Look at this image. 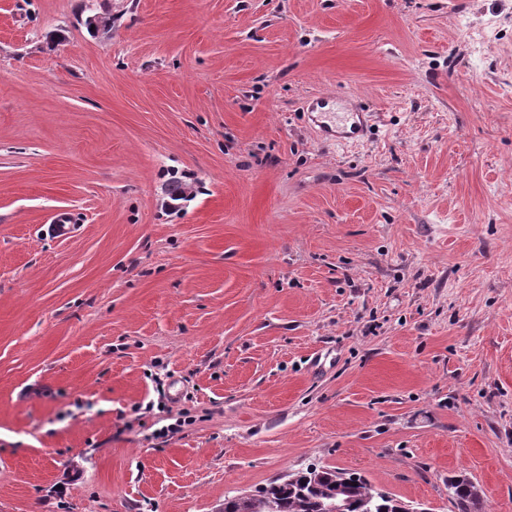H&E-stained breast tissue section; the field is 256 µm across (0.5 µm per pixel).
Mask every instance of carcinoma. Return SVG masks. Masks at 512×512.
<instances>
[{"mask_svg":"<svg viewBox=\"0 0 512 512\" xmlns=\"http://www.w3.org/2000/svg\"><path fill=\"white\" fill-rule=\"evenodd\" d=\"M474 488V482L464 475L448 479V497L457 512L484 508V500H475ZM338 499L348 506V512H397L399 503L364 477L313 465L273 480L246 497L226 496L219 512H327V506Z\"/></svg>","mask_w":512,"mask_h":512,"instance_id":"obj_1","label":"carcinoma"}]
</instances>
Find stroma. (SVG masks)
I'll return each instance as SVG.
<instances>
[{
    "mask_svg": "<svg viewBox=\"0 0 512 512\" xmlns=\"http://www.w3.org/2000/svg\"><path fill=\"white\" fill-rule=\"evenodd\" d=\"M313 464L512 512V0H0V512ZM319 101V98L312 100L308 109L311 120L319 127L324 139L342 145L363 135L367 126V112H315L317 107L322 106V101ZM474 482L464 475L448 479V497L453 501L457 512H474L477 502L474 498Z\"/></svg>",
    "mask_w": 512,
    "mask_h": 512,
    "instance_id": "35a3bbf8",
    "label": "stroma"
}]
</instances>
